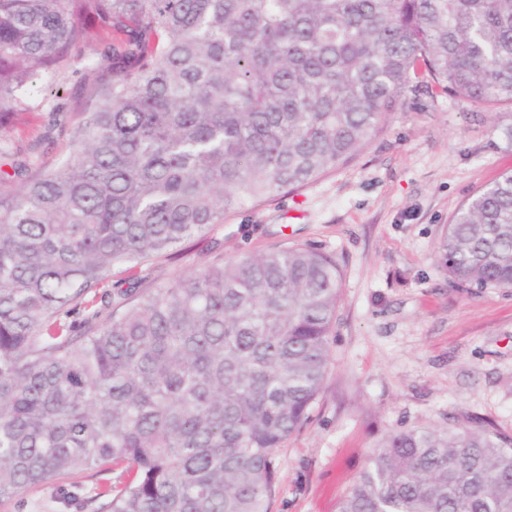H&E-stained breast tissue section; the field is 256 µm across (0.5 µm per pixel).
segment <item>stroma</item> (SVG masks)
Listing matches in <instances>:
<instances>
[{
	"mask_svg": "<svg viewBox=\"0 0 512 512\" xmlns=\"http://www.w3.org/2000/svg\"><path fill=\"white\" fill-rule=\"evenodd\" d=\"M107 73L84 60L26 91L41 106L5 139L38 173L67 158ZM512 169L489 112L449 95L409 92L356 157L294 189L246 203L170 256L114 266L109 291L148 287L224 259L292 245L331 256L343 273L322 390L277 449L269 512H339L373 450L393 432L473 426L512 436V293L450 287L437 258L459 206ZM87 471L0 501V512H93L112 481Z\"/></svg>",
	"mask_w": 512,
	"mask_h": 512,
	"instance_id": "1",
	"label": "stroma"
}]
</instances>
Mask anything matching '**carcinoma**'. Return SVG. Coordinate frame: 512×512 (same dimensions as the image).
<instances>
[{
    "instance_id": "carcinoma-1",
    "label": "carcinoma",
    "mask_w": 512,
    "mask_h": 512,
    "mask_svg": "<svg viewBox=\"0 0 512 512\" xmlns=\"http://www.w3.org/2000/svg\"><path fill=\"white\" fill-rule=\"evenodd\" d=\"M103 34L112 72L55 172L0 180V500L123 465L94 512H269L324 381L342 288L288 247L99 294L249 200L354 157L407 92L512 108V0H0V129ZM512 148V111L495 113ZM512 290V169L438 244ZM82 314L80 325L67 319ZM339 512H512V439L397 431Z\"/></svg>"
}]
</instances>
